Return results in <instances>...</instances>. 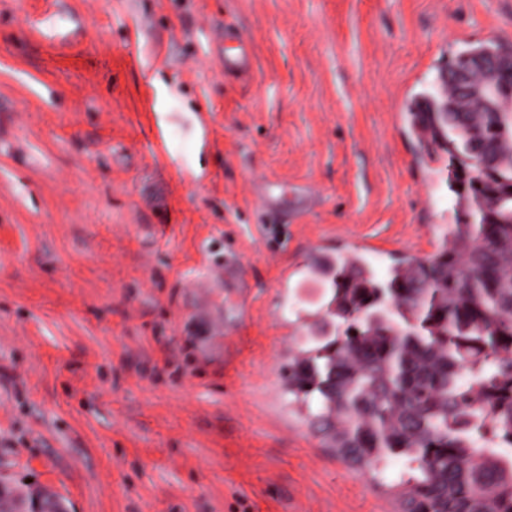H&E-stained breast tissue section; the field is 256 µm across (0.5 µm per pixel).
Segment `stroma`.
<instances>
[{
	"instance_id": "obj_1",
	"label": "stroma",
	"mask_w": 512,
	"mask_h": 512,
	"mask_svg": "<svg viewBox=\"0 0 512 512\" xmlns=\"http://www.w3.org/2000/svg\"><path fill=\"white\" fill-rule=\"evenodd\" d=\"M486 42L512 0H0V475L70 512H396L402 464L376 485L291 401L324 288L280 277L437 250L453 167L412 114Z\"/></svg>"
}]
</instances>
